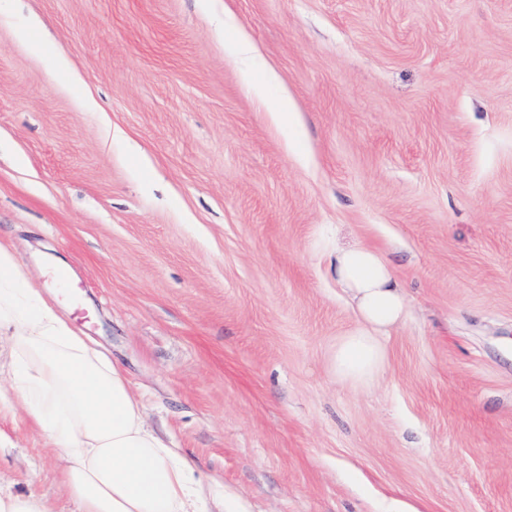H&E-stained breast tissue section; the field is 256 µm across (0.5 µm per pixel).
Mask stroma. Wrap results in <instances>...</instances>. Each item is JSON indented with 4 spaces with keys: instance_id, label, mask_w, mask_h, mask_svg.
Segmentation results:
<instances>
[{
    "instance_id": "1",
    "label": "stroma",
    "mask_w": 512,
    "mask_h": 512,
    "mask_svg": "<svg viewBox=\"0 0 512 512\" xmlns=\"http://www.w3.org/2000/svg\"><path fill=\"white\" fill-rule=\"evenodd\" d=\"M0 240L252 512H512V0H0ZM330 241L407 293L363 390ZM0 488L77 512L21 409Z\"/></svg>"
}]
</instances>
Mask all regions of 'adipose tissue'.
Instances as JSON below:
<instances>
[{
	"instance_id": "obj_1",
	"label": "adipose tissue",
	"mask_w": 512,
	"mask_h": 512,
	"mask_svg": "<svg viewBox=\"0 0 512 512\" xmlns=\"http://www.w3.org/2000/svg\"><path fill=\"white\" fill-rule=\"evenodd\" d=\"M327 272L357 320L331 365L353 387L385 362L384 338L406 315L392 267L362 244L326 253ZM0 334L9 344L11 398L62 460V485L79 512H249L223 480L202 478L171 437L156 432L124 371L82 336L0 241Z\"/></svg>"
}]
</instances>
